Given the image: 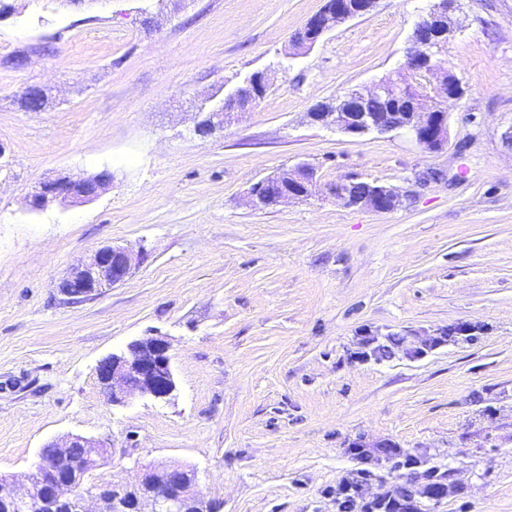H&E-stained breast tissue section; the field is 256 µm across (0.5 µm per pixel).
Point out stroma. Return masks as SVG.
<instances>
[{"label":"stroma","mask_w":512,"mask_h":512,"mask_svg":"<svg viewBox=\"0 0 512 512\" xmlns=\"http://www.w3.org/2000/svg\"><path fill=\"white\" fill-rule=\"evenodd\" d=\"M0 1V476L23 486L44 443L77 434L112 446L96 482L181 465L223 512H336L361 436L447 470L434 512H512V0H458L446 56L464 93L435 153L308 117L400 68L433 0H378L299 55L324 0ZM258 71L265 96L198 136V103ZM31 86L44 111L21 108ZM301 161L402 203L246 204ZM429 169L442 180L417 185ZM101 170L96 200L30 210L43 178ZM107 244L144 257L69 300L60 280ZM460 323L467 338L420 360L350 359L365 330L410 346ZM145 336L169 341L176 390L113 404L97 365Z\"/></svg>","instance_id":"35a3bbf8"}]
</instances>
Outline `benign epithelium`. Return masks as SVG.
I'll use <instances>...</instances> for the list:
<instances>
[{"mask_svg": "<svg viewBox=\"0 0 512 512\" xmlns=\"http://www.w3.org/2000/svg\"><path fill=\"white\" fill-rule=\"evenodd\" d=\"M457 0H434L428 12L415 24V28L432 29L426 40L410 37L403 68L397 78L386 77L355 88L336 98L331 111L312 109L311 120L348 136L362 137L372 133L386 134L407 130L420 147L437 152L448 144L447 104L462 95L459 82L446 78L447 66L443 62L446 45L451 34L448 11ZM377 0H325L319 12L306 22L303 34L293 38L300 47H310L326 32L346 20L371 12ZM412 99L416 109L414 118L404 119L402 114L371 112L364 108L369 99L388 100L397 91ZM234 90L221 99L208 100V112L197 124L211 131L230 123L237 108ZM112 184L107 171L77 176H59L38 183L29 201L30 209L42 211L59 203H84L98 198ZM357 179L347 177L328 187L337 200L349 207L370 208L385 212L400 204L398 194L390 187L376 184L371 191L356 195ZM322 191L317 169L310 163L300 162L280 176H269L255 183L248 202L255 208H267L295 199H307ZM136 258L124 247L103 245L87 260L74 267L59 283L61 292L80 301L98 295L105 288L122 283L130 274ZM385 337L368 334L354 358L361 362H382L391 350L382 347ZM448 344L443 330L435 336L418 338V345L406 351V356L417 360L429 352ZM97 377L109 392L114 403H125L134 393L142 397L165 399L176 389L169 343L162 337H147L129 343L120 353H114L100 362ZM53 449L51 455L39 452V463L31 477H39L46 491L37 493L15 491L8 479L0 478V488L7 493L3 512H221L219 500L207 499L198 490L195 472L179 465L152 466L140 469L131 484L103 485L82 495L88 462L105 453L107 445L82 435L68 434L44 444Z\"/></svg>", "mask_w": 512, "mask_h": 512, "instance_id": "1", "label": "benign epithelium"}]
</instances>
